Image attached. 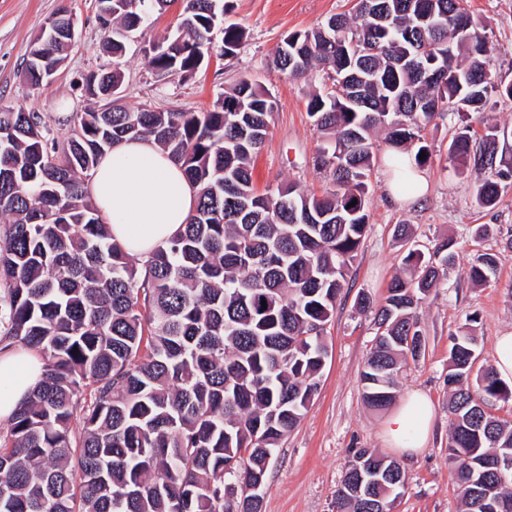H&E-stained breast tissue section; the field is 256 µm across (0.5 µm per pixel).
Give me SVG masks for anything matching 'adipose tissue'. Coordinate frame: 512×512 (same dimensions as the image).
Returning a JSON list of instances; mask_svg holds the SVG:
<instances>
[{
  "mask_svg": "<svg viewBox=\"0 0 512 512\" xmlns=\"http://www.w3.org/2000/svg\"><path fill=\"white\" fill-rule=\"evenodd\" d=\"M386 188L394 202L408 205L426 195L429 180L415 167L393 170ZM87 191L113 239L144 260L180 234L197 202L194 185L151 139L115 144L101 157ZM42 369L37 351L20 348L0 354V421L12 417L40 380ZM436 415L429 397L407 393L384 420L385 444L398 457L415 459L433 438Z\"/></svg>",
  "mask_w": 512,
  "mask_h": 512,
  "instance_id": "ef3b65f1",
  "label": "adipose tissue"
}]
</instances>
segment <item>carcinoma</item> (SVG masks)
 Returning <instances> with one entry per match:
<instances>
[{
  "label": "carcinoma",
  "instance_id": "1",
  "mask_svg": "<svg viewBox=\"0 0 512 512\" xmlns=\"http://www.w3.org/2000/svg\"><path fill=\"white\" fill-rule=\"evenodd\" d=\"M173 0H98L112 69L96 74L97 95L121 93L120 58L154 13ZM176 31L153 43L148 64L161 78L191 76L204 57L235 53L245 30L215 19L229 0H182ZM24 76L61 68L67 45L34 41ZM486 31L467 0H356L291 32L269 66L298 77L319 69L333 81L308 95L320 134L314 167L333 189L321 196L278 186L259 193L251 165L278 101L240 78L205 112L131 111L112 98L102 112H75L66 132L44 116L0 103V344L39 352L43 377L10 419L0 444V512H225L235 483L242 512H261L247 492L266 480L275 453L318 391L328 357L324 327L345 287L369 219L368 173L376 128L424 166L422 128L447 110L461 127L448 146L458 173L479 171L480 209L512 179L505 132L484 114L494 96L512 100L486 69ZM484 135L472 131V114ZM152 138L197 187L198 203L178 238L144 268L112 240L89 202L84 178L112 143ZM426 157L421 159L419 154ZM357 204H352V201ZM434 264L410 249L373 313L377 333L361 373L376 409L395 397L399 370L422 352L413 309L446 275L455 244H436ZM501 254L485 253L469 278L484 284ZM267 309H262V305ZM477 338H454L448 355V462L473 512L512 503V423L486 410L512 387L492 365L478 367ZM244 468L230 472L232 460ZM405 486L397 461L357 449L336 490V512H392Z\"/></svg>",
  "mask_w": 512,
  "mask_h": 512
}]
</instances>
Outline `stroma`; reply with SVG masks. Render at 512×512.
<instances>
[{"label":"stroma","instance_id":"35a3bbf8","mask_svg":"<svg viewBox=\"0 0 512 512\" xmlns=\"http://www.w3.org/2000/svg\"><path fill=\"white\" fill-rule=\"evenodd\" d=\"M467 4L491 37V73L512 83V0H467ZM352 6L353 0H231L224 21L242 26L247 34L236 53L205 58L193 76L174 74L161 80L151 71L146 53L151 42L174 31L180 7L172 5L165 14L151 17L141 38L128 44L123 101L132 110L150 106L203 112L237 79H257L277 97L279 108L252 167L255 188L262 192L282 183L306 194H322L328 181L313 166L320 138L306 102L312 91L326 90L327 79L316 70L292 78L266 63L288 33L315 28ZM63 7L77 20L75 41L53 82L32 87L23 77L28 51ZM105 39L96 0H0V102L41 113L53 122L86 111L92 101L82 87L84 78L112 65ZM459 126L457 113L445 112L424 128L432 150L425 167L430 190L420 202L406 207L390 200L385 188L396 151L384 133L374 134L377 160L368 178L367 231L326 326L328 357L318 392L276 451L262 512H336V490L354 450L387 451L382 437L386 413L365 404L360 381L377 328L371 313L358 311L357 301L365 295L373 304L383 302L407 251L397 238L402 224L409 225L415 247L427 257L435 243L453 239L456 262L415 310L424 350L404 368L397 392L428 395L437 408L438 422L429 448L403 463L405 487L393 512H468L449 473L448 354L454 337L469 332L478 338L481 364H491L496 337L512 332V256L502 259L490 282L476 285L469 279V269L480 255L499 252L512 239V181L503 183L493 209L475 208V174L455 175L448 157V145ZM480 224L493 225V234L477 238L475 228Z\"/></svg>","mask_w":512,"mask_h":512}]
</instances>
